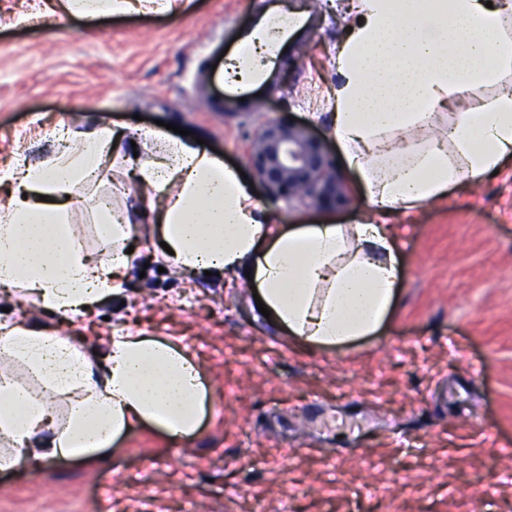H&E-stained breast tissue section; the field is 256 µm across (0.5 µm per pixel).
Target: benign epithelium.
<instances>
[{"label": "benign epithelium", "instance_id": "benign-epithelium-1", "mask_svg": "<svg viewBox=\"0 0 512 512\" xmlns=\"http://www.w3.org/2000/svg\"><path fill=\"white\" fill-rule=\"evenodd\" d=\"M257 176L275 198L304 197L313 205H342L344 186L322 145L286 121L259 128L250 149Z\"/></svg>", "mask_w": 512, "mask_h": 512}]
</instances>
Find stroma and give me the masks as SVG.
Instances as JSON below:
<instances>
[{"label": "stroma", "instance_id": "35a3bbf8", "mask_svg": "<svg viewBox=\"0 0 512 512\" xmlns=\"http://www.w3.org/2000/svg\"><path fill=\"white\" fill-rule=\"evenodd\" d=\"M305 6L310 23L275 83L242 108L207 76L272 0H190L180 13L139 11L89 23L64 0H0V169L38 163L64 131L141 136L158 122L192 131L246 174L275 224H352L366 203L333 133L330 92L345 13L341 0ZM294 119L320 140L348 196L317 208L273 198L249 152L260 125ZM128 211L138 253L120 294L66 325L22 294L0 295V321L35 319L89 348L113 334L172 342L209 388L195 436L129 429L105 457L36 462L0 475V512H256L291 498L294 512H345L366 484L389 487L363 512H512V166L459 184L446 201L392 222L399 301L382 332L340 349L299 346L259 312L231 274L162 268L152 212L122 157L79 191L69 213L87 247L107 256L96 205ZM495 487L482 501L484 485Z\"/></svg>", "mask_w": 512, "mask_h": 512}]
</instances>
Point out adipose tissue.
Returning a JSON list of instances; mask_svg holds the SVG:
<instances>
[{"instance_id":"adipose-tissue-1","label":"adipose tissue","mask_w":512,"mask_h":512,"mask_svg":"<svg viewBox=\"0 0 512 512\" xmlns=\"http://www.w3.org/2000/svg\"><path fill=\"white\" fill-rule=\"evenodd\" d=\"M333 132L368 208L353 224L270 223L239 172L193 140L127 156L166 263L250 274L270 321L300 345L379 334L397 300L391 218L447 199L512 162V0H347ZM465 109L448 117L455 97ZM113 132L84 133L48 161L8 169L0 200V291L69 316L119 292L130 222L97 209L112 246L90 252L67 221L104 168ZM207 387L172 343L118 333L93 353L38 322H0V471L29 459L93 461L135 426L182 439L201 427Z\"/></svg>"}]
</instances>
